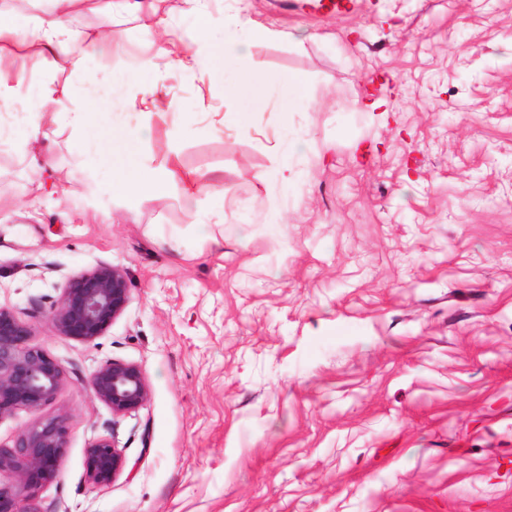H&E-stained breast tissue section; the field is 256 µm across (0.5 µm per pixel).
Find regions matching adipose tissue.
<instances>
[{
    "instance_id": "obj_1",
    "label": "adipose tissue",
    "mask_w": 512,
    "mask_h": 512,
    "mask_svg": "<svg viewBox=\"0 0 512 512\" xmlns=\"http://www.w3.org/2000/svg\"><path fill=\"white\" fill-rule=\"evenodd\" d=\"M78 0H49L50 8L45 18L34 23H23L7 12H0V54L9 50L37 49L51 54L72 70H82L87 58L114 55L122 50L111 34L102 33L82 39L76 38L70 22ZM191 16L190 25L175 31L170 22L144 0H108L113 21L135 17L141 28L154 35L149 48L140 54L139 73L160 74L170 61L194 73L211 71L217 60L243 59L250 47L259 41L275 38V31L263 26H253L238 32L234 23L225 16L214 14L209 0H187ZM223 29V42H215L212 33ZM267 80L252 71L238 70L234 80L226 83V95L249 104L246 112H228L224 120L230 125L245 127L251 122V111L263 107L267 101ZM26 96L30 105L22 121L26 133L17 148L23 155L33 153L34 146L48 138L49 130L44 121L46 110L53 109L73 130L82 131L98 124L104 113L112 115V134L118 141H140L150 135L153 122L151 86L140 82L137 75L114 77L112 92L102 95L99 88L90 86L75 99H65L53 79L42 80L38 85L24 87L20 74L0 69V112H11L19 96ZM137 110L141 121L136 129L128 131L121 126V117L128 110ZM174 151L161 157L136 156L131 161L119 159L112 162V175L98 184L96 191L130 202L150 201L168 196L173 188L199 197L204 207L195 222L199 227L220 224L224 221V182L222 179L199 173H186L175 162Z\"/></svg>"
}]
</instances>
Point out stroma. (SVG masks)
I'll return each instance as SVG.
<instances>
[{
  "label": "stroma",
  "mask_w": 512,
  "mask_h": 512,
  "mask_svg": "<svg viewBox=\"0 0 512 512\" xmlns=\"http://www.w3.org/2000/svg\"><path fill=\"white\" fill-rule=\"evenodd\" d=\"M210 8L279 36L221 76L165 69L150 140L123 152L173 145L182 170L217 172L223 223L199 230L178 190L93 197L112 167L78 149L111 151L110 121L80 134L47 116L50 169L0 113V306L69 376L42 409L67 413L70 436L38 512H512V0ZM112 36L125 53L80 73L38 54L0 68L72 96L132 71L152 39L133 22ZM242 66L299 75L310 104L222 125L243 105L217 86ZM188 111L208 131L177 136ZM282 154L296 177L274 197L258 175ZM105 209L132 215L106 224ZM105 264L126 272L127 308L94 342L58 335L46 309ZM112 360L149 388L121 417L87 385ZM102 436L129 467L104 487L85 472Z\"/></svg>",
  "instance_id": "obj_1"
}]
</instances>
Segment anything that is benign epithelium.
Listing matches in <instances>:
<instances>
[{
	"mask_svg": "<svg viewBox=\"0 0 512 512\" xmlns=\"http://www.w3.org/2000/svg\"><path fill=\"white\" fill-rule=\"evenodd\" d=\"M130 288L123 270L102 265L78 276L64 289L48 318L61 336L91 343L102 336L125 311ZM30 330L8 308L0 306V418L19 409L40 411L67 383L62 364L41 347L31 344ZM93 396L115 416L140 408L149 389L142 370L122 362H108L91 376ZM69 443L68 416H39L9 444L0 443V512H35L20 507L33 501L56 475ZM126 468V458L113 440L100 437L86 450L88 480L107 486Z\"/></svg>",
	"mask_w": 512,
	"mask_h": 512,
	"instance_id": "1",
	"label": "benign epithelium"
}]
</instances>
